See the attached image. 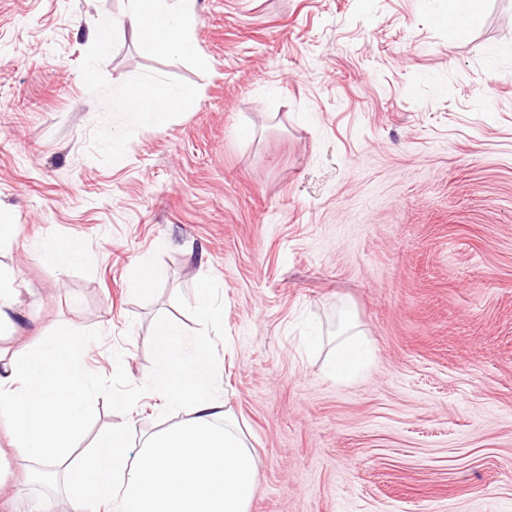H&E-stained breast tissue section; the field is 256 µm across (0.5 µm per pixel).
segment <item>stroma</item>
<instances>
[{
  "label": "stroma",
  "instance_id": "1",
  "mask_svg": "<svg viewBox=\"0 0 512 512\" xmlns=\"http://www.w3.org/2000/svg\"><path fill=\"white\" fill-rule=\"evenodd\" d=\"M446 7L196 0V55L174 61L139 48L127 0H0V270L19 291L0 354L97 329L87 370L144 384L155 322L196 330L175 296L209 274L221 393L256 451L247 512H512V0L462 41ZM151 79L196 97L147 128L112 96ZM67 238L82 262L42 258ZM343 300L376 354L351 381L327 372ZM96 408L85 448L166 424L149 394ZM31 467L0 427L14 512L37 501Z\"/></svg>",
  "mask_w": 512,
  "mask_h": 512
}]
</instances>
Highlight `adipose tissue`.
I'll return each instance as SVG.
<instances>
[{"instance_id": "adipose-tissue-1", "label": "adipose tissue", "mask_w": 512, "mask_h": 512, "mask_svg": "<svg viewBox=\"0 0 512 512\" xmlns=\"http://www.w3.org/2000/svg\"><path fill=\"white\" fill-rule=\"evenodd\" d=\"M195 0H128L129 24L141 49L174 60L196 51L190 27ZM192 89H178L148 81L124 89L115 99L117 109L134 112L147 124L156 125L194 98ZM372 349L349 309L341 311V326L328 365V372L339 379H353L362 374L372 361Z\"/></svg>"}]
</instances>
